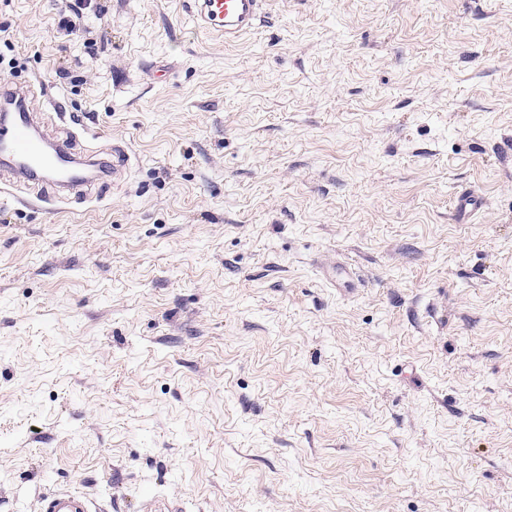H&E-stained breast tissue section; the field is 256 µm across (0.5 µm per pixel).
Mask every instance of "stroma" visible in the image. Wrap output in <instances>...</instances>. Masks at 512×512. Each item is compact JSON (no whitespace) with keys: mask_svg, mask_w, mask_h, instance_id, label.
Returning <instances> with one entry per match:
<instances>
[{"mask_svg":"<svg viewBox=\"0 0 512 512\" xmlns=\"http://www.w3.org/2000/svg\"><path fill=\"white\" fill-rule=\"evenodd\" d=\"M266 2L0 0V79L133 152L0 175V512H512V0ZM265 0H184L194 26L224 36L225 45L254 31L265 18ZM108 156L112 157V182L123 178L128 172L131 164V153L128 145L121 141L112 142V149ZM480 193L474 189L462 191L456 199L454 217L459 224H465L468 219L483 206ZM40 512H106L93 499L83 493L53 491L39 500Z\"/></svg>","mask_w":512,"mask_h":512,"instance_id":"stroma-1","label":"stroma"}]
</instances>
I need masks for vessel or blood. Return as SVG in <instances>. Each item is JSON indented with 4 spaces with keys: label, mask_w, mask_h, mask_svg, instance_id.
Segmentation results:
<instances>
[{
    "label": "vessel or blood",
    "mask_w": 512,
    "mask_h": 512,
    "mask_svg": "<svg viewBox=\"0 0 512 512\" xmlns=\"http://www.w3.org/2000/svg\"><path fill=\"white\" fill-rule=\"evenodd\" d=\"M265 0H184L187 13L195 27L203 32L223 36L225 44H233L254 31L264 18ZM52 136L43 128L39 115L33 108L20 107L6 118L4 133L0 134V157L5 160L7 171L30 176L39 170L43 179L59 190H72L87 185L82 175L83 161L77 158L67 144H58L55 151L47 146ZM112 177L121 179L128 172L131 153L128 145L113 141ZM483 205L476 190L462 191L456 199L454 217L458 223L468 219ZM39 512H106L93 499L82 493L53 491L39 501Z\"/></svg>",
    "instance_id": "b4317fda"
}]
</instances>
